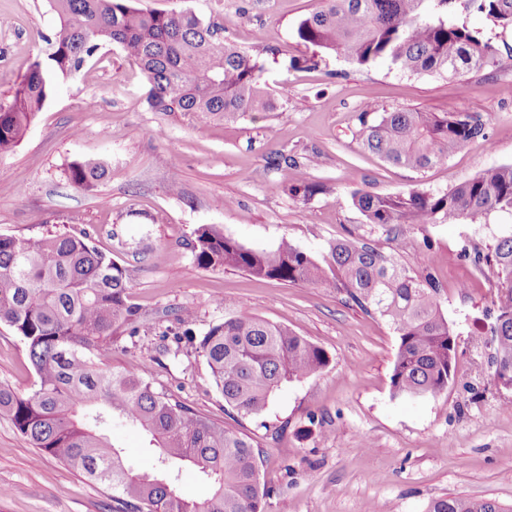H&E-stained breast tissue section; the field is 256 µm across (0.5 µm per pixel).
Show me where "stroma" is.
I'll list each match as a JSON object with an SVG mask.
<instances>
[{
  "instance_id": "stroma-1",
  "label": "stroma",
  "mask_w": 512,
  "mask_h": 512,
  "mask_svg": "<svg viewBox=\"0 0 512 512\" xmlns=\"http://www.w3.org/2000/svg\"><path fill=\"white\" fill-rule=\"evenodd\" d=\"M321 0H136L164 12L187 8L223 23L227 36L265 66L276 107L236 122H205L152 111L149 84L115 46L80 72L57 77L23 140L0 157V234L37 238L89 233L130 275L133 326L112 337V362H133L143 378L196 412L253 437L265 512H427L448 495L512 506V389L497 384L482 336L494 316L497 277L476 253L512 234V213L470 224L381 228L353 206L356 190L445 193L483 169L512 164V60L456 81L409 74L386 62L358 66L326 53L318 67H290L309 55L295 36ZM58 18L50 0H0V103L10 101ZM380 108L480 113L486 135L422 171L364 151L357 131L367 100ZM286 164L275 166L276 155ZM102 159L108 176L75 185L70 166ZM320 186L291 196L296 167ZM214 226L246 247L281 241L326 262L336 240L358 238L400 251L417 273L441 282V310L458 342L447 392L395 398L390 375L398 336L332 281L258 280L198 265L195 231ZM407 250H400V238ZM282 322L321 347V372L277 391L267 410L244 417L224 403L197 351L224 319L223 299ZM193 318L182 322L183 309ZM35 375L21 338L0 324V384L28 392ZM141 468L153 461L143 432L116 421L109 433ZM0 512H113L112 495L59 460L38 457L0 415Z\"/></svg>"
}]
</instances>
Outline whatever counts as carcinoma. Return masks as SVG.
<instances>
[{"label": "carcinoma", "instance_id": "carcinoma-1", "mask_svg": "<svg viewBox=\"0 0 512 512\" xmlns=\"http://www.w3.org/2000/svg\"><path fill=\"white\" fill-rule=\"evenodd\" d=\"M59 28L45 38V54L29 63L11 101L0 104V156L14 151L48 100L52 80L79 72L106 45L119 46L147 78L156 112L205 121H238L272 107L263 66L224 37L217 21L188 9L143 10L135 0H51ZM485 14L495 28L512 29V0H322L302 18L296 36L358 65L387 61L402 72L446 75L466 85L473 71L497 69L499 49L462 14ZM360 116L362 146L383 161L424 170L485 134L482 115L386 110ZM107 175L86 157L70 167L73 183L89 188ZM317 191L298 170L289 193ZM366 223H472L491 211L512 212V165L492 166L443 194L423 190L352 193ZM205 268H234L259 279L317 284L332 276L336 289L364 312L386 320L399 336L391 395L436 396L448 390L458 343L443 315L442 285L417 275L364 240L339 239L327 267L284 240L272 250L247 248L212 226L195 231ZM478 261L497 273L491 325L497 380L512 382V234ZM125 266L98 251L89 234L19 238L0 234V323L26 345L36 380L20 394L0 385V415L38 449L112 492L116 512H263L254 440L193 412L144 380L134 363L111 364L112 331L135 316ZM224 321L199 342L224 403L259 416L285 383L314 375L329 363L325 351L286 324L244 312L224 301ZM115 418L149 438L154 466L130 464L107 435ZM191 465L212 490L203 500L177 493L178 472ZM427 512H506L495 500L439 497Z\"/></svg>", "mask_w": 512, "mask_h": 512}]
</instances>
